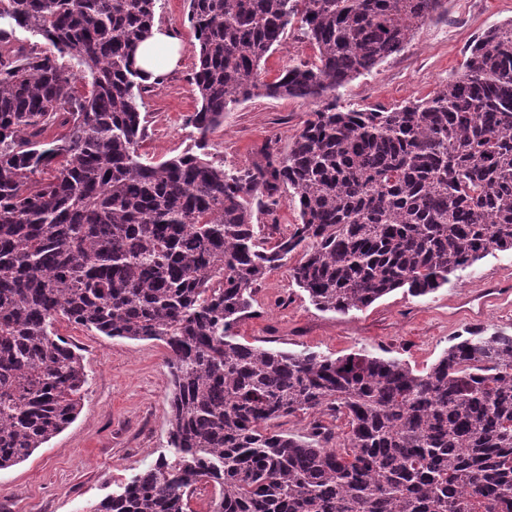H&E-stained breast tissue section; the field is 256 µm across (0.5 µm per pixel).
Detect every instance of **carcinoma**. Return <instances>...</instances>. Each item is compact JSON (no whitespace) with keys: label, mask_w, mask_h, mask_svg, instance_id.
Returning a JSON list of instances; mask_svg holds the SVG:
<instances>
[{"label":"carcinoma","mask_w":512,"mask_h":512,"mask_svg":"<svg viewBox=\"0 0 512 512\" xmlns=\"http://www.w3.org/2000/svg\"><path fill=\"white\" fill-rule=\"evenodd\" d=\"M445 4L189 0L197 137L156 162L140 153L149 85L129 52L157 0H0V470L76 418L87 375L54 331L65 319L168 350L169 454L94 512H193L201 486L208 512H512V334L473 330L416 373L233 333L254 285L295 255L312 304L347 315L512 250V19L427 98L339 104ZM290 27L316 61L261 81ZM258 96L314 110L287 152L226 169L210 135ZM287 200L300 223L271 242L254 216ZM297 414L348 432L331 448L319 419L274 430Z\"/></svg>","instance_id":"obj_1"}]
</instances>
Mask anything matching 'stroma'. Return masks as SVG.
I'll use <instances>...</instances> for the list:
<instances>
[{
	"label": "stroma",
	"mask_w": 512,
	"mask_h": 512,
	"mask_svg": "<svg viewBox=\"0 0 512 512\" xmlns=\"http://www.w3.org/2000/svg\"><path fill=\"white\" fill-rule=\"evenodd\" d=\"M447 7V14L423 25L403 51L342 88V103L390 107L428 97L449 77L464 73L475 39L512 19V0H447ZM187 13L188 0H158L155 23L178 35L183 59L138 102L147 126L142 150L156 161L182 153L196 137L185 124L198 106ZM313 56L311 46L287 36L262 59L260 78L274 81L289 62ZM311 109L298 98H253L225 113L210 137L212 151L228 168L250 164L264 147L287 151ZM491 295L496 301L480 323L468 320V300ZM476 326L512 333V250L490 253L430 295L397 290L347 316L316 309L282 267L258 282L251 312L235 331L240 342L254 346L334 358L365 351L421 371L453 337ZM56 328L81 350L84 399L66 429L25 461L0 470V512H84L167 450L171 377L165 345L112 339L66 321Z\"/></svg>",
	"instance_id": "obj_1"
}]
</instances>
